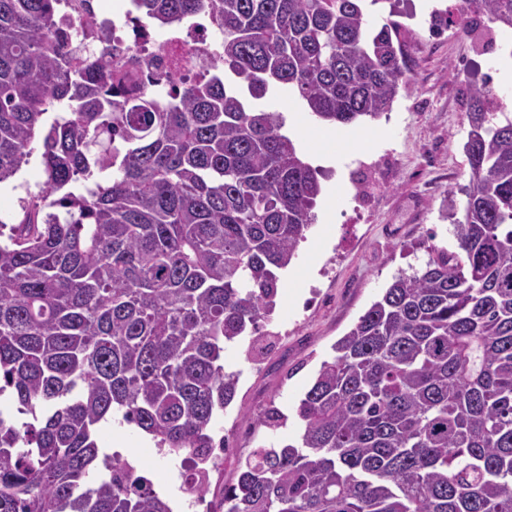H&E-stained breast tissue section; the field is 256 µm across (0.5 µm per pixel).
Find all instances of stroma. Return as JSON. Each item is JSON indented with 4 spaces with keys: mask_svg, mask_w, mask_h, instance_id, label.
<instances>
[{
    "mask_svg": "<svg viewBox=\"0 0 512 512\" xmlns=\"http://www.w3.org/2000/svg\"><path fill=\"white\" fill-rule=\"evenodd\" d=\"M461 0H399L396 9L379 4L368 17L373 25L395 17L411 60L412 84L380 118L340 126L342 138L375 131L363 149L321 164L316 149L304 145L306 161L321 167L323 192L343 186L333 211H318L298 255L281 275L276 308L262 342L241 337L224 353L226 370L240 374L233 403L217 420L224 428V465L205 496L212 512H225L223 488L236 480L241 460L252 448L274 440L295 442V409L332 347L400 272L424 267L431 246L450 247L449 205L463 207L470 186L464 145L466 114L474 86L491 83L501 109L512 114V84L499 81L501 29L461 32L448 25L433 32L429 13ZM15 187L0 188V221L22 217L20 199L44 181L39 155L17 174ZM277 407L288 417L272 431L259 416ZM135 427L112 423L98 432L102 451L141 456L143 475L167 501L185 500L166 459L151 455Z\"/></svg>",
    "mask_w": 512,
    "mask_h": 512,
    "instance_id": "35a3bbf8",
    "label": "stroma"
}]
</instances>
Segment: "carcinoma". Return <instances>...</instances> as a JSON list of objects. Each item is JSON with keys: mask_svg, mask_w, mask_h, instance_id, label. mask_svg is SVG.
<instances>
[{"mask_svg": "<svg viewBox=\"0 0 512 512\" xmlns=\"http://www.w3.org/2000/svg\"><path fill=\"white\" fill-rule=\"evenodd\" d=\"M57 2L0 0V184L37 140L45 175L0 232V512H171L97 431L117 412L172 457L213 447L226 346L274 312L321 193L258 101L376 119L412 67L400 25L367 20L391 0H133L145 27L206 14L219 40L203 77L128 96ZM461 8L512 30V0ZM471 101L455 249L429 247L333 345L300 441L253 449L225 512H512V118L487 81Z\"/></svg>", "mask_w": 512, "mask_h": 512, "instance_id": "cac0c4a2", "label": "carcinoma"}]
</instances>
